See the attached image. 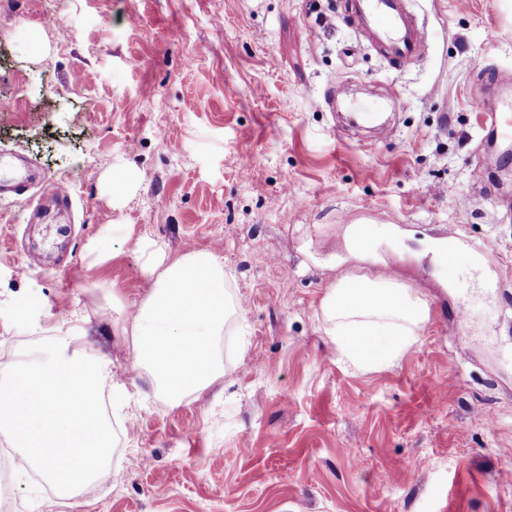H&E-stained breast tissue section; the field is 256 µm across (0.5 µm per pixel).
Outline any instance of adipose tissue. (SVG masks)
I'll list each match as a JSON object with an SVG mask.
<instances>
[{"instance_id":"1","label":"adipose tissue","mask_w":512,"mask_h":512,"mask_svg":"<svg viewBox=\"0 0 512 512\" xmlns=\"http://www.w3.org/2000/svg\"><path fill=\"white\" fill-rule=\"evenodd\" d=\"M321 310L340 354L371 368L397 360L419 338L428 309L393 278L339 282ZM80 326L57 342L0 365V428L14 437L23 465L38 469L62 497L106 482L111 435L97 414L98 381L110 359Z\"/></svg>"}]
</instances>
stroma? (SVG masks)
<instances>
[{"instance_id":"stroma-1","label":"stroma","mask_w":512,"mask_h":512,"mask_svg":"<svg viewBox=\"0 0 512 512\" xmlns=\"http://www.w3.org/2000/svg\"><path fill=\"white\" fill-rule=\"evenodd\" d=\"M410 9L427 49L396 67L345 0H0V162L35 173L0 192V364L79 321L112 361L101 395L117 381L131 397L110 419L107 484L64 499L17 462L12 512H512V131L482 132L512 111V83L489 82L512 74V9ZM331 81L360 104L396 94L394 129H337L316 106ZM120 163L135 179L113 196ZM142 237L169 262L214 252L244 331L178 403L132 367L153 285ZM388 268L429 318L361 372L321 302Z\"/></svg>"}]
</instances>
